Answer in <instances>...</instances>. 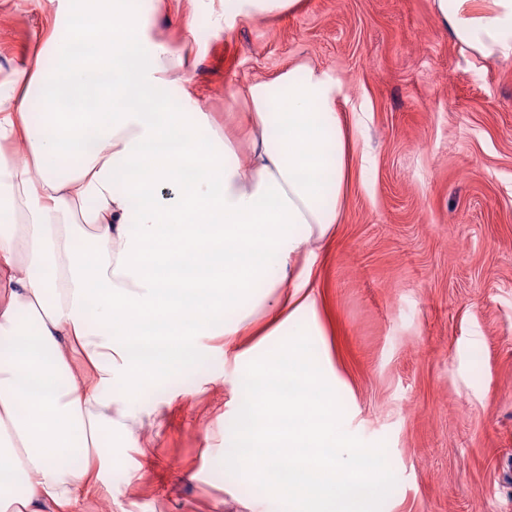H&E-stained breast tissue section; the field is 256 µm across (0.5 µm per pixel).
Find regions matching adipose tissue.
Masks as SVG:
<instances>
[{"label": "adipose tissue", "instance_id": "adipose-tissue-1", "mask_svg": "<svg viewBox=\"0 0 512 512\" xmlns=\"http://www.w3.org/2000/svg\"><path fill=\"white\" fill-rule=\"evenodd\" d=\"M460 49L512 60V0H434ZM81 17L0 82V512H74L112 492L104 433L131 435L141 381L191 368L198 340L252 309L296 335L252 361L238 445L255 481L283 504L373 512L388 487L347 429L329 373L299 339L313 335L312 240L339 223L351 158L371 161L365 106L339 110L340 81L299 61L234 92L242 140L201 111L172 40L134 0H29ZM90 52H77L85 30ZM46 117L33 122L31 90ZM180 105H173V98ZM83 239V251L73 243ZM285 380L314 398L282 402Z\"/></svg>", "mask_w": 512, "mask_h": 512}]
</instances>
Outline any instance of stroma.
<instances>
[{"mask_svg": "<svg viewBox=\"0 0 512 512\" xmlns=\"http://www.w3.org/2000/svg\"><path fill=\"white\" fill-rule=\"evenodd\" d=\"M159 28L181 42L188 18L224 0H169ZM53 23L27 0H0V81ZM185 74L203 111L223 119L231 92L306 60L365 104L374 164L354 174L329 242L316 244L319 335L354 439L391 475L376 512H512V61L460 50L434 0H301L193 37ZM255 311L234 336L201 337L191 369L144 383L157 408L131 436L104 435L111 498L74 512H281L231 448L247 366L279 355Z\"/></svg>", "mask_w": 512, "mask_h": 512, "instance_id": "35a3bbf8", "label": "stroma"}]
</instances>
